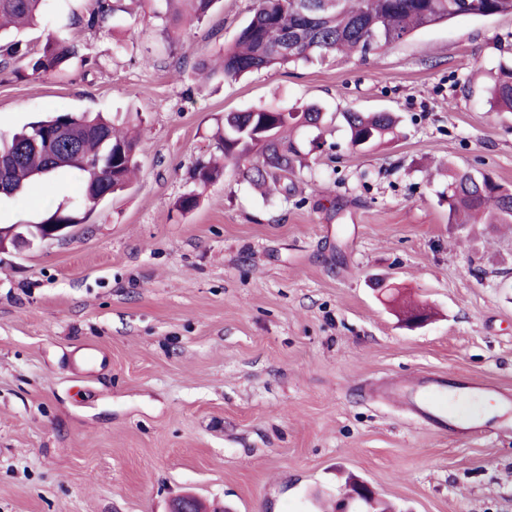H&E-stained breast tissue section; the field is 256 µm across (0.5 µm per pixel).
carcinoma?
I'll return each mask as SVG.
<instances>
[{
    "label": "carcinoma",
    "instance_id": "1",
    "mask_svg": "<svg viewBox=\"0 0 512 512\" xmlns=\"http://www.w3.org/2000/svg\"><path fill=\"white\" fill-rule=\"evenodd\" d=\"M185 5L175 9L163 28L165 37L180 41L181 34L202 20L216 0H166ZM47 0H0V31L8 26L37 25ZM121 10L120 0H95L88 18L76 22L89 28L112 21ZM512 15V0H257L254 14L235 42L213 62L202 58L197 69L208 78L235 79L273 66H296L336 52H357L365 57L387 50L422 28L465 16ZM0 56L26 58L31 74L64 67L88 58L74 41L46 36L42 51L30 56L27 44L12 39L0 45ZM491 104L498 112H512V57L499 62L491 90ZM350 144L367 150L395 135L397 120L390 112L342 113ZM324 116L312 104L297 111L257 108L224 116V134L218 149L253 183H279L294 171L298 148L284 144L281 132L292 125L320 128ZM69 127L77 145L74 155L66 148L46 144L45 135L57 126ZM137 166V141L119 132L100 115L60 111L28 124L7 143L0 142V197L21 193L33 183H49L60 172L75 173L82 185L83 214L57 207L45 224H83L108 196L125 189ZM220 174L213 161L197 162L193 178L206 184ZM448 223L467 224L475 214L488 212L490 224H512V188L485 173L448 174Z\"/></svg>",
    "mask_w": 512,
    "mask_h": 512
}]
</instances>
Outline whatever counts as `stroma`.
I'll use <instances>...</instances> for the list:
<instances>
[{
    "mask_svg": "<svg viewBox=\"0 0 512 512\" xmlns=\"http://www.w3.org/2000/svg\"><path fill=\"white\" fill-rule=\"evenodd\" d=\"M93 0H50L20 31L78 42L88 63L0 69V136L61 110L139 134V170L65 238L0 252V512H320L347 476L394 512H512V436L463 440L368 385L454 373L512 390V228L452 224L444 168L512 186V112L491 109L512 15L461 17L388 50L236 80L201 79L252 17L216 0L170 44L164 0L90 29ZM469 66H462V59ZM321 108L288 136L302 166L266 191L226 166L203 185L228 112ZM392 112L391 142L351 147L341 115ZM194 194L199 204L182 210ZM71 175L0 200V225L79 207ZM427 305L425 327L395 309ZM92 343L106 366L72 374Z\"/></svg>",
    "mask_w": 512,
    "mask_h": 512,
    "instance_id": "1",
    "label": "stroma"
}]
</instances>
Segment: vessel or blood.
Returning <instances> with one entry per match:
<instances>
[{"instance_id":"1","label":"vessel or blood","mask_w":512,"mask_h":512,"mask_svg":"<svg viewBox=\"0 0 512 512\" xmlns=\"http://www.w3.org/2000/svg\"><path fill=\"white\" fill-rule=\"evenodd\" d=\"M471 390L493 399L497 406H512L511 393L488 384L474 387L437 373L390 380L379 385L377 392L382 399L403 401L425 425L448 430L449 434L454 436L468 438L475 434L482 416L480 413L453 404L451 397Z\"/></svg>"}]
</instances>
